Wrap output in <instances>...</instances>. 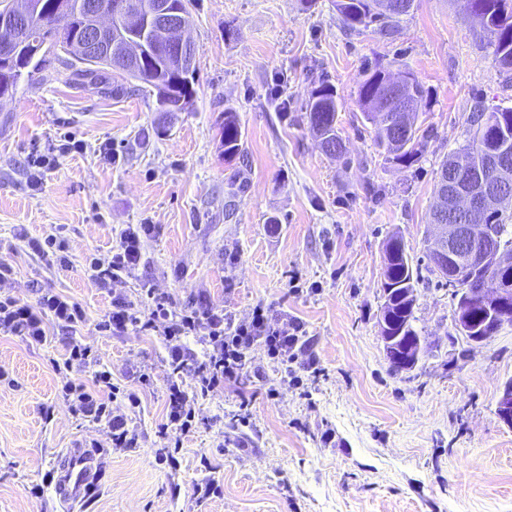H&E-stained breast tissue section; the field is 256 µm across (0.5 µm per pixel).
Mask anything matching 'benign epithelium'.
<instances>
[{
	"mask_svg": "<svg viewBox=\"0 0 512 512\" xmlns=\"http://www.w3.org/2000/svg\"><path fill=\"white\" fill-rule=\"evenodd\" d=\"M382 11L397 18L411 11L414 0H381ZM61 14L77 19L75 38L57 47L71 59V64L85 69L98 63L123 78L138 75L147 61L160 60L168 66L192 72L197 69L193 42L184 37L187 12L174 0H153L143 10L135 0H56ZM36 0H14V5L0 11V42L5 52L0 61L15 55L41 50L32 49L28 26L38 12ZM411 76L403 74L385 82L376 111L384 117L382 128L397 144L414 127L418 100L408 92ZM442 186L440 202L433 216V234L438 243L436 267L448 285L460 290L455 324L471 343H483L489 337L478 332L472 304L481 303L485 323L498 331L512 326V278L494 276L479 287H469L470 269L504 268L512 262V245L494 224L483 223L492 211L505 213L512 205V161L495 150L487 151L484 163L476 164L466 151L455 154L439 175ZM381 338L391 367L397 372L410 371L425 353V338L406 328L394 332L381 323ZM501 420L512 426V382L505 385L498 400Z\"/></svg>",
	"mask_w": 512,
	"mask_h": 512,
	"instance_id": "benign-epithelium-1",
	"label": "benign epithelium"
}]
</instances>
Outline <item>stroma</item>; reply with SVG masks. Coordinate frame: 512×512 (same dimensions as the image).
<instances>
[{"label": "stroma", "instance_id": "obj_1", "mask_svg": "<svg viewBox=\"0 0 512 512\" xmlns=\"http://www.w3.org/2000/svg\"><path fill=\"white\" fill-rule=\"evenodd\" d=\"M188 11L193 111L161 112L149 85L132 92L116 76L79 84L55 58L0 100V261L14 268L0 298L33 304L52 291L85 310L76 331L49 326L42 343L0 333V512H67L53 473L70 449L93 445L99 477L83 512H512V427L497 414L512 327L469 343L427 258L443 159L463 144L477 101L512 106V72L493 63L467 0H415L391 37L348 31L336 0H191ZM375 67L412 72L431 91L417 125L432 135L413 166L385 161L361 116L358 85ZM324 82L338 97L339 159L298 121ZM227 108L245 148L230 161ZM66 134L85 151L31 185L29 157ZM136 224L154 227L138 266L98 287L90 258ZM395 233L421 268L413 325L427 351L408 372L391 368L380 333ZM50 234L64 240L62 258L30 253L29 239ZM148 288L236 319L259 304L287 312L306 325L305 349L281 364L254 347L263 380L201 394L198 338L176 372L158 337L100 331L113 292ZM75 341L99 365L60 373ZM98 368L126 387L151 376L130 415L137 447L113 449L107 425L73 415L61 396L64 378L88 382ZM173 377L194 396L196 419L171 466L155 450ZM211 468L221 492L196 505L192 487ZM220 144L224 159L231 160L242 150V130L237 112L225 109L220 124Z\"/></svg>", "mask_w": 512, "mask_h": 512}]
</instances>
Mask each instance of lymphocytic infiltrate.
<instances>
[{"label":"lymphocytic infiltrate","instance_id":"lymphocytic-infiltrate-1","mask_svg":"<svg viewBox=\"0 0 512 512\" xmlns=\"http://www.w3.org/2000/svg\"><path fill=\"white\" fill-rule=\"evenodd\" d=\"M153 225L124 229L110 254L93 258L89 269L99 287L108 288L121 281L139 264L146 240ZM265 306H255L249 317L235 321L222 309L212 305L178 307L168 299H154L145 306L142 299L124 294L112 298V310L105 329L123 332L128 329L149 331L165 344L170 364L182 368L188 360L187 337H199L207 347L206 358L196 369V382L201 393H209L228 384H237L247 373V355L255 345H262L271 358L287 361L293 350L303 349L304 324L288 315L270 320ZM85 318L81 305L70 298L43 294L36 304L19 303L8 297L0 299V332L22 336L35 343L44 342L48 323L66 329L79 326ZM168 407L163 430L170 437L156 449L157 459L172 463L181 443L180 436L191 432L195 420L193 397L176 380H168ZM62 396L70 412L95 420L106 421L112 430V447L126 450L136 447L138 436L127 425L128 414L140 404L137 392L121 393L108 371L96 372L92 384L64 380Z\"/></svg>","mask_w":512,"mask_h":512}]
</instances>
